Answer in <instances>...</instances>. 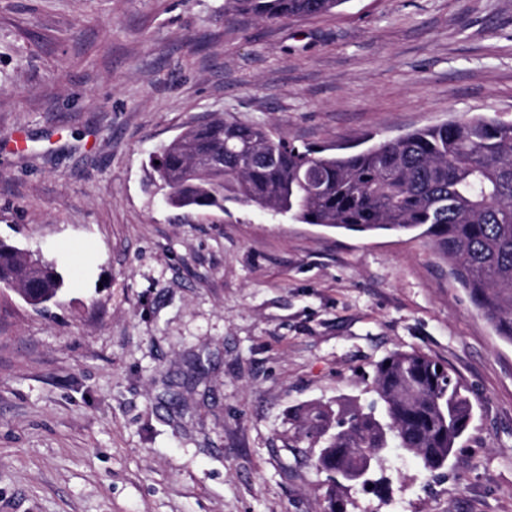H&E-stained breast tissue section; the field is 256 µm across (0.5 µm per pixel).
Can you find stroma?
Masks as SVG:
<instances>
[{"instance_id":"obj_1","label":"stroma","mask_w":512,"mask_h":512,"mask_svg":"<svg viewBox=\"0 0 512 512\" xmlns=\"http://www.w3.org/2000/svg\"><path fill=\"white\" fill-rule=\"evenodd\" d=\"M315 146L512 119V0H0V239L65 278L0 286V512H328L294 413L369 401L418 349L470 392L434 473L386 455L347 512H512V344L429 237L174 210L149 156L210 115ZM346 0H224V17L248 14L263 23L332 13Z\"/></svg>"}]
</instances>
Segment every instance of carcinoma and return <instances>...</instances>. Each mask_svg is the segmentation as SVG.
<instances>
[{"label": "carcinoma", "instance_id": "1", "mask_svg": "<svg viewBox=\"0 0 512 512\" xmlns=\"http://www.w3.org/2000/svg\"><path fill=\"white\" fill-rule=\"evenodd\" d=\"M347 0H224V17L263 23L328 14ZM175 209L227 212L256 207L300 224L375 233L422 230L496 334L512 344V120L475 116L414 130L356 152L298 147L266 126L222 115L197 120L149 159ZM0 241V284L18 286L42 309L65 280L55 266L31 265ZM375 397L336 399L294 413L298 438L317 449L328 474L329 512H347L337 469L366 450L411 454L427 473L462 441L473 404L440 362L396 351L374 367Z\"/></svg>", "mask_w": 512, "mask_h": 512}]
</instances>
